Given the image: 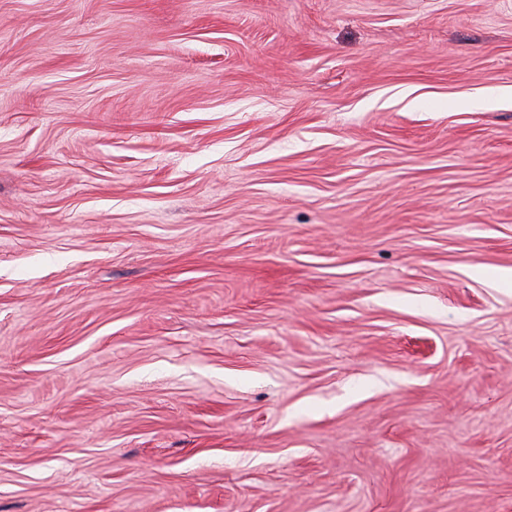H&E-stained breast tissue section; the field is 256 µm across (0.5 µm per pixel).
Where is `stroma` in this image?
Wrapping results in <instances>:
<instances>
[{
	"label": "stroma",
	"instance_id": "35a3bbf8",
	"mask_svg": "<svg viewBox=\"0 0 512 512\" xmlns=\"http://www.w3.org/2000/svg\"><path fill=\"white\" fill-rule=\"evenodd\" d=\"M0 512H512V0H0Z\"/></svg>",
	"mask_w": 512,
	"mask_h": 512
}]
</instances>
